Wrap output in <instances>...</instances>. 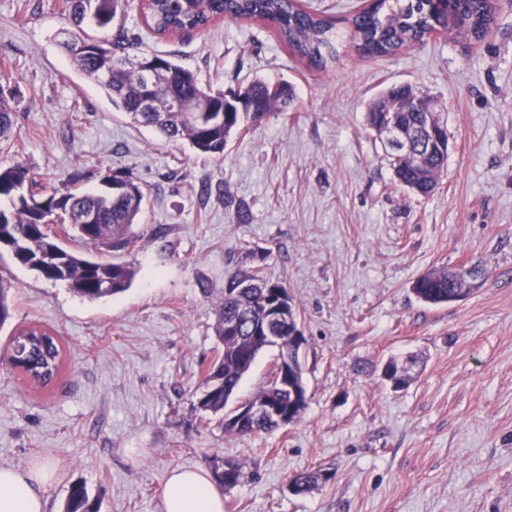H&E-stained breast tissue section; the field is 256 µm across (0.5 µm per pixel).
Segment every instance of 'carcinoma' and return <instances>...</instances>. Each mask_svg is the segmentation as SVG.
<instances>
[{"mask_svg": "<svg viewBox=\"0 0 512 512\" xmlns=\"http://www.w3.org/2000/svg\"><path fill=\"white\" fill-rule=\"evenodd\" d=\"M122 0H65L67 19L103 33L117 29L116 37L98 39L88 35L67 45L75 68L102 87L132 119L157 130L172 140H184L197 152L224 158L230 136L276 113L285 111L293 96L290 85L271 86L257 80L237 91L226 93L204 86L197 75L177 64L172 57L143 50L128 41L123 27H114ZM145 26L159 35L186 34L204 28L216 19L251 20L269 23L277 38L310 66L325 70L338 59L334 25L306 10L298 0H138ZM496 19L491 0H455L449 9L434 0H375L368 9L357 11L349 20L351 39L358 50L370 56H388L405 45L422 40L430 30L443 26L462 43L481 38L485 26ZM432 100L407 84L389 87L368 108L367 123L380 130L385 120L393 123L388 142L395 176L421 195L431 193L436 178L448 161V134L437 132L442 148L416 158L424 132L425 107ZM16 112L0 94V140L9 138L15 127ZM30 169L23 165L0 167V241L10 245L14 261L47 281L63 282L79 297L95 301L125 291L136 270L126 262L96 259L91 253L74 252L59 241L58 233L42 227L44 218L60 219L61 232H73L84 244L106 247L116 253L132 240L129 228L136 223L144 193L133 184L136 194L116 192L102 186L86 191L63 186L43 194ZM474 267L468 277H448V271H435L421 277L413 286L416 296L429 304L450 302L470 289L468 279L478 278ZM283 286L271 283L259 270L245 271L231 280L215 307V335L221 351L204 371L203 389L194 407L211 415H222L231 395L265 349L266 330L279 337L274 345L279 357L290 352V338L297 324V313L287 305L280 318L267 322L266 301L277 296ZM9 354L13 367L33 384L46 387L58 375L61 343L41 327L19 331L11 340ZM280 368L252 399L275 397L291 421L300 417L292 392L277 387ZM224 431L247 436L278 429L277 423L259 417L245 423L220 420ZM215 482L233 488L247 478L244 466L232 458L214 457L209 463ZM327 472L318 469L294 477L293 493L304 494L327 481ZM101 499L92 497L84 483L71 485L62 512H100Z\"/></svg>", "mask_w": 512, "mask_h": 512, "instance_id": "cac0c4a2", "label": "carcinoma"}]
</instances>
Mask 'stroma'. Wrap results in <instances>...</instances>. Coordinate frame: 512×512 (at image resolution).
<instances>
[{
	"label": "stroma",
	"instance_id": "1",
	"mask_svg": "<svg viewBox=\"0 0 512 512\" xmlns=\"http://www.w3.org/2000/svg\"><path fill=\"white\" fill-rule=\"evenodd\" d=\"M301 3L335 23L339 59L327 69L266 23L160 36L122 0L128 37L203 84L293 86L288 111L248 125L216 160L132 123L77 72L63 0H0V92L17 113L0 167L30 166L47 189L78 174L86 190L109 167L145 194L121 255L137 270L123 293L84 300L0 251L12 299L0 350L30 326L63 346L44 389L0 365V466L55 464L47 512H61L77 481L101 512H164L170 473L214 456L256 473L225 490L224 512H512V0H498L479 43L441 34L384 57L350 39L364 0ZM400 83L442 107L448 162L427 196L398 183L366 122ZM473 266L482 274L459 300L434 306L412 291L429 272ZM253 267L296 306L308 400L297 422L238 436L201 423L192 403L219 349L214 305ZM391 361L406 387L382 377ZM312 469L329 480L290 492Z\"/></svg>",
	"mask_w": 512,
	"mask_h": 512
}]
</instances>
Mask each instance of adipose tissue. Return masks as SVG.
I'll return each mask as SVG.
<instances>
[{"mask_svg":"<svg viewBox=\"0 0 512 512\" xmlns=\"http://www.w3.org/2000/svg\"><path fill=\"white\" fill-rule=\"evenodd\" d=\"M56 478L54 466H0V512H46L47 489ZM164 512H224V495L200 469H181L162 489Z\"/></svg>","mask_w":512,"mask_h":512,"instance_id":"adipose-tissue-1","label":"adipose tissue"}]
</instances>
